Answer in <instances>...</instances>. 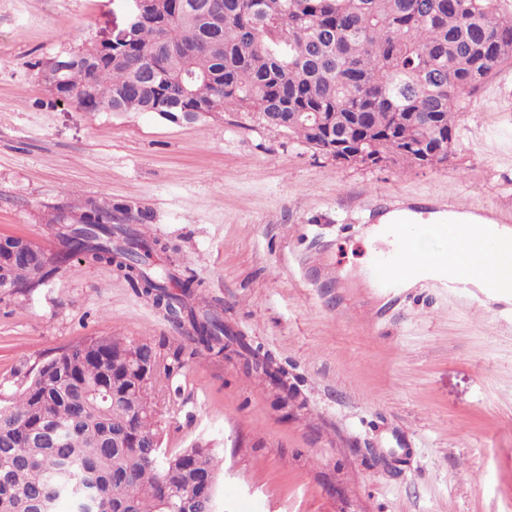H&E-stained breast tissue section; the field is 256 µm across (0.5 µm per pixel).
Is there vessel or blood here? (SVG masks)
<instances>
[{
    "label": "vessel or blood",
    "instance_id": "obj_1",
    "mask_svg": "<svg viewBox=\"0 0 512 512\" xmlns=\"http://www.w3.org/2000/svg\"><path fill=\"white\" fill-rule=\"evenodd\" d=\"M420 225L414 218L383 227L386 239L376 250L369 276L382 289L399 288L405 281H415L451 293L465 291L474 277H482L488 291L503 285L512 286V232L503 227L463 224L453 220L432 225L430 231L447 243L444 256L418 260L409 248L412 233ZM464 250H457V243Z\"/></svg>",
    "mask_w": 512,
    "mask_h": 512
}]
</instances>
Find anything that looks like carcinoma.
<instances>
[{"label": "carcinoma", "instance_id": "carcinoma-1", "mask_svg": "<svg viewBox=\"0 0 512 512\" xmlns=\"http://www.w3.org/2000/svg\"><path fill=\"white\" fill-rule=\"evenodd\" d=\"M125 41L112 55L81 64L59 54V101L87 112H157L170 122L198 112L259 113L273 127L336 155L361 145V162L391 153L420 163L423 149L450 147L457 116L497 71L512 66V16L502 0H143ZM125 208L93 205L57 235L59 248L16 266V290L44 286L74 258L106 263L137 294L152 299L174 323L189 324L193 353L216 356L236 344L261 360L224 325L187 300L202 291L177 261L153 269L149 243L125 225ZM179 292H173V289ZM149 379L169 376L146 344L99 336L48 360L57 385L36 372L0 406V512H43L46 492L70 499L92 476L112 485L94 512H173L196 495L201 474L219 481L215 448L196 442L178 453L162 449L159 420L139 415L138 363ZM66 428L55 445L34 447L27 433L46 420ZM125 436L122 447L112 436Z\"/></svg>", "mask_w": 512, "mask_h": 512}]
</instances>
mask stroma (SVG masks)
Returning <instances> with one entry per match:
<instances>
[{
  "instance_id": "obj_1",
  "label": "stroma",
  "mask_w": 512,
  "mask_h": 512,
  "mask_svg": "<svg viewBox=\"0 0 512 512\" xmlns=\"http://www.w3.org/2000/svg\"><path fill=\"white\" fill-rule=\"evenodd\" d=\"M127 23L123 0H0V236L51 250L58 213L127 207L203 281L196 308L281 377L191 356L164 309L76 259L0 293V404L65 347L118 336L184 359L154 385L162 446L218 449L221 512H512V311L354 276L393 200L512 225V68L471 97L447 162L343 164L255 112L175 124L56 101L41 62Z\"/></svg>"
}]
</instances>
